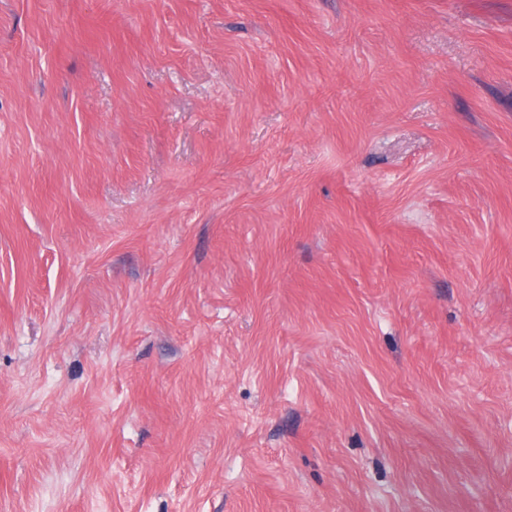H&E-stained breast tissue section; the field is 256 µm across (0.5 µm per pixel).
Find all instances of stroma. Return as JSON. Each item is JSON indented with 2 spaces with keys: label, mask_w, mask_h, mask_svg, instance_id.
Listing matches in <instances>:
<instances>
[{
  "label": "stroma",
  "mask_w": 512,
  "mask_h": 512,
  "mask_svg": "<svg viewBox=\"0 0 512 512\" xmlns=\"http://www.w3.org/2000/svg\"><path fill=\"white\" fill-rule=\"evenodd\" d=\"M0 512H512V0H0Z\"/></svg>",
  "instance_id": "35a3bbf8"
}]
</instances>
